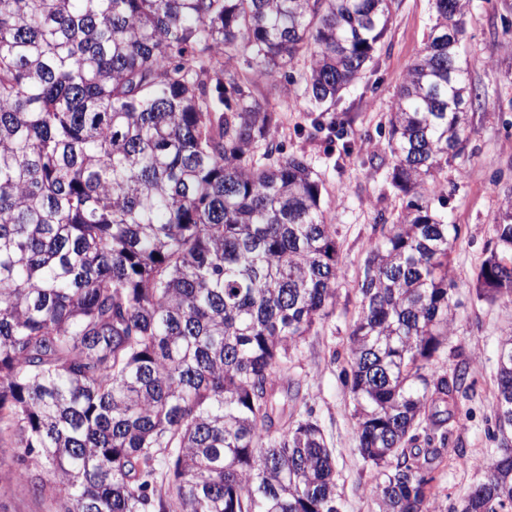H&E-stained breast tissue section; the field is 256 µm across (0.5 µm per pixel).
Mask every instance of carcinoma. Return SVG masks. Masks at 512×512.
Returning <instances> with one entry per match:
<instances>
[{
  "label": "carcinoma",
  "mask_w": 512,
  "mask_h": 512,
  "mask_svg": "<svg viewBox=\"0 0 512 512\" xmlns=\"http://www.w3.org/2000/svg\"><path fill=\"white\" fill-rule=\"evenodd\" d=\"M391 2L0 0V446L55 512H342L290 375L336 304L339 246L323 181L284 154L257 88L299 84L314 130L344 138L326 115ZM435 7L388 121L409 200L368 252L349 333L381 512H432L439 450L412 445L448 425L466 379L425 371L454 320L460 234L434 194L482 99L460 53L467 0ZM493 231L479 300L512 296V194ZM498 355L497 455L458 512L512 508L511 333Z\"/></svg>",
  "instance_id": "cac0c4a2"
}]
</instances>
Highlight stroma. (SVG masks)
I'll use <instances>...</instances> for the list:
<instances>
[{"label": "stroma", "instance_id": "obj_1", "mask_svg": "<svg viewBox=\"0 0 512 512\" xmlns=\"http://www.w3.org/2000/svg\"><path fill=\"white\" fill-rule=\"evenodd\" d=\"M434 0H392L389 30L372 61L337 99L354 151L314 131L311 113L283 84L263 83L260 94L283 103L278 131L287 151L305 155L325 187L324 208L336 233L342 276L336 304L293 353L312 416L333 448L344 512H379L371 493L372 468L357 453L354 405L344 381L349 361V327L360 307L357 282L365 258L406 204L389 185L394 159L385 132L394 97L407 67L423 52L434 24ZM461 52L482 95L474 109V131L464 157L449 166L442 195L448 221L461 235L451 254L455 321L448 343L432 368L466 372L435 470L434 512H456L483 479L481 465L497 448L493 438L497 351L512 332V299L487 303L475 296V273L485 258L502 200L512 192V0H468ZM13 451L0 447V512H54L49 499L17 480Z\"/></svg>", "mask_w": 512, "mask_h": 512}]
</instances>
